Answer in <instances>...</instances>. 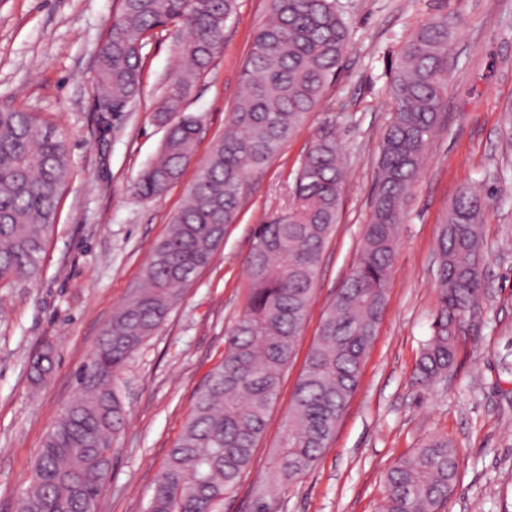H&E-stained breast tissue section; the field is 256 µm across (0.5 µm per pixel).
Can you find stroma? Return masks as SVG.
I'll list each match as a JSON object with an SVG mask.
<instances>
[{
    "instance_id": "1",
    "label": "stroma",
    "mask_w": 512,
    "mask_h": 512,
    "mask_svg": "<svg viewBox=\"0 0 512 512\" xmlns=\"http://www.w3.org/2000/svg\"><path fill=\"white\" fill-rule=\"evenodd\" d=\"M337 5L349 39L337 77L306 125L252 177L212 263L116 377L127 418L112 447L99 512H145L168 451L245 308L253 229L287 208L302 160L329 133L347 169L338 222L252 466L219 507L250 512L254 479L275 462L323 313L359 261L392 117L390 66L422 24L450 13L459 17L456 66L440 130L404 207L383 317L326 452L299 484L274 492V512H380L387 469L434 437L448 438L458 452L448 512H512V0ZM117 7L118 0H0V110L21 108L53 126L72 167L40 276L0 288L7 310L0 315V512H15L43 439L77 397L80 372L113 309L141 285L198 164L223 137L270 2L238 0L221 52L184 103L200 119L194 156L181 179L152 201L136 198L133 187L164 140L157 107L187 33L172 26L154 31L142 51L139 97L130 111L113 113L110 131L101 133L96 50ZM464 186L493 197L482 224L485 294L459 334L447 377L426 385L416 361L436 310L435 241ZM46 344L55 349V366L35 384L29 364Z\"/></svg>"
}]
</instances>
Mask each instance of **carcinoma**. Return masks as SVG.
<instances>
[{"label": "carcinoma", "mask_w": 512, "mask_h": 512, "mask_svg": "<svg viewBox=\"0 0 512 512\" xmlns=\"http://www.w3.org/2000/svg\"><path fill=\"white\" fill-rule=\"evenodd\" d=\"M237 0H119L97 52L95 102L126 112L140 93L142 50L170 23L188 38L186 65L161 97L167 125L157 157L135 195L160 197L183 174L200 129L183 111L194 82L210 69ZM456 21L432 19L408 39L391 68L395 108L383 136L371 222L357 266L323 314L320 335L298 378L288 425L269 475L257 482L251 512H269V494L303 480L322 457L354 393L363 358L386 304L403 203L418 180L441 121ZM348 29L336 0H271L244 64L243 87L224 137L198 167L144 282L113 312L80 377V395L44 437L16 512H89L107 481L112 444L126 410L114 377L160 328L192 277L207 267L235 223L250 177L308 120L337 76ZM71 174L65 140L23 109L0 111V282L41 273L58 204ZM345 170L336 138H318L295 177L288 212L254 230L249 293L225 341L224 359L170 448L147 512H218L249 469L277 398L283 370L313 303L327 240L337 223ZM486 199L462 188L439 232L438 299L417 369L435 384L452 367L457 333L484 289L480 225ZM51 347L30 366L34 383L53 369ZM457 450L432 438L399 457L384 475L382 512H446L458 480Z\"/></svg>", "instance_id": "cac0c4a2"}]
</instances>
